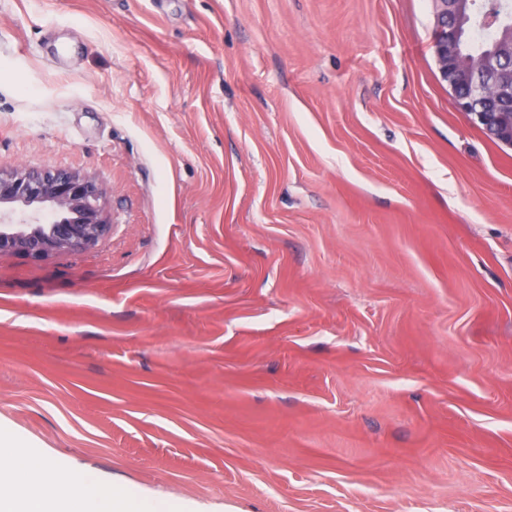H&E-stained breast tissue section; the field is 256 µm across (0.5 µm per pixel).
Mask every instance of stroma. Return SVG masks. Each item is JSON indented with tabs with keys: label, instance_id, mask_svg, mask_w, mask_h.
Returning <instances> with one entry per match:
<instances>
[{
	"label": "stroma",
	"instance_id": "obj_1",
	"mask_svg": "<svg viewBox=\"0 0 512 512\" xmlns=\"http://www.w3.org/2000/svg\"><path fill=\"white\" fill-rule=\"evenodd\" d=\"M433 0H0V169L111 232L0 255V428L186 512H512V147Z\"/></svg>",
	"mask_w": 512,
	"mask_h": 512
}]
</instances>
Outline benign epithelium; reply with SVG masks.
Wrapping results in <instances>:
<instances>
[{
    "mask_svg": "<svg viewBox=\"0 0 512 512\" xmlns=\"http://www.w3.org/2000/svg\"><path fill=\"white\" fill-rule=\"evenodd\" d=\"M435 57L455 107L493 140L512 146V39L480 53L463 45L453 18L488 25L474 0H435ZM106 189L89 176L65 170H0V255L44 260L58 252L87 250L112 225L102 202Z\"/></svg>",
    "mask_w": 512,
    "mask_h": 512,
    "instance_id": "benign-epithelium-1",
    "label": "benign epithelium"
}]
</instances>
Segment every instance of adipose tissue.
<instances>
[{"label": "adipose tissue", "instance_id": "ef3b65f1", "mask_svg": "<svg viewBox=\"0 0 512 512\" xmlns=\"http://www.w3.org/2000/svg\"><path fill=\"white\" fill-rule=\"evenodd\" d=\"M65 473L54 461L0 433V512H172L170 504L138 497L123 487L101 491L87 477L81 491L51 496Z\"/></svg>", "mask_w": 512, "mask_h": 512}]
</instances>
